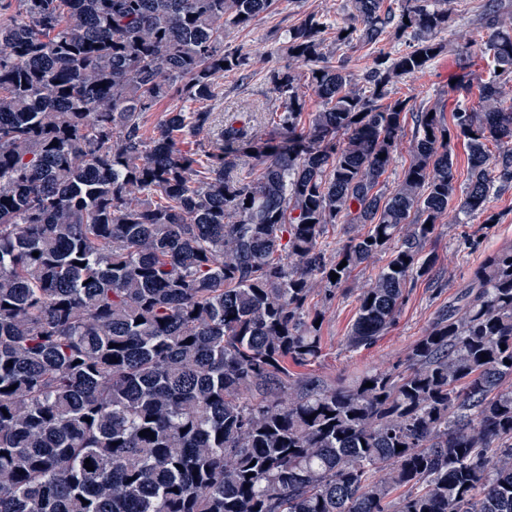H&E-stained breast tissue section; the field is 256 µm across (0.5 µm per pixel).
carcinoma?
I'll use <instances>...</instances> for the list:
<instances>
[{
  "mask_svg": "<svg viewBox=\"0 0 512 512\" xmlns=\"http://www.w3.org/2000/svg\"><path fill=\"white\" fill-rule=\"evenodd\" d=\"M350 2L336 41L373 46L394 23L415 44L355 91L307 15L288 55L320 100L309 128L299 74L278 71L269 123L288 143L230 121L202 159L211 112H168L149 138L141 119L245 71L224 26L276 0H0V512H512V245L400 363L337 386L288 369L321 355L316 283L389 253L347 336L369 348L435 280L448 207L495 223L491 195L512 187V33L482 51L502 72L480 111L416 113L389 190L409 111L389 85L440 55L452 0ZM335 224L357 231L329 258Z\"/></svg>",
  "mask_w": 512,
  "mask_h": 512,
  "instance_id": "cac0c4a2",
  "label": "carcinoma"
}]
</instances>
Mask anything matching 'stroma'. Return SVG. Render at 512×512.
Returning <instances> with one entry per match:
<instances>
[{"label": "stroma", "mask_w": 512, "mask_h": 512, "mask_svg": "<svg viewBox=\"0 0 512 512\" xmlns=\"http://www.w3.org/2000/svg\"><path fill=\"white\" fill-rule=\"evenodd\" d=\"M452 8L447 28L434 34L435 41L443 44V52L427 69L400 79L392 87L393 97L409 99L414 111L436 106L449 114L460 103L477 108L478 86L489 72L478 43L488 39L493 28L512 29V0H454ZM312 13L324 16L331 24L349 22L350 0H277L274 8L250 27L225 28V48L250 54L252 60L247 74L228 73L220 79L219 95L208 103L215 125L246 118L257 137H274L273 128L264 119L266 111L280 104L271 75L287 68L300 71V64L287 52L288 32ZM412 41V34L393 33L375 46L352 48L332 43L328 49L358 88L379 53L405 51ZM464 75L469 76L472 89L461 99L453 92L452 82ZM490 207L499 218L493 225L483 223L481 217H464L449 209L427 244L442 271L440 287L434 289L420 282L411 288L394 325L369 348L348 350L346 336L356 315L355 298L385 264V256H376L361 266L343 289L329 293L316 286L310 307L323 314L322 354L305 366V373L336 385L351 382L371 368L404 360L410 346L426 333L435 312L454 300L483 259L512 244V188L492 196Z\"/></svg>", "instance_id": "35a3bbf8"}]
</instances>
